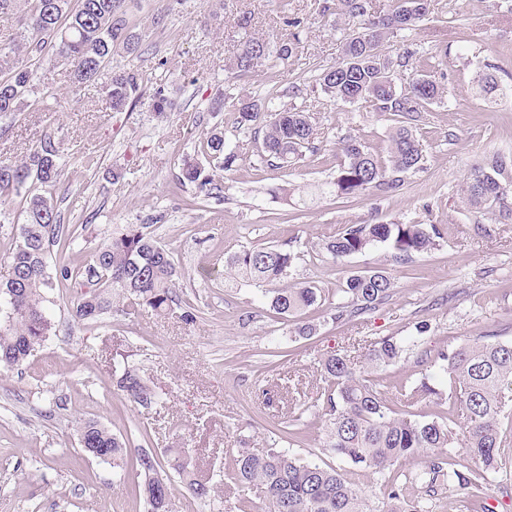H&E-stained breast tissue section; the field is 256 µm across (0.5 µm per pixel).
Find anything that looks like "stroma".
<instances>
[{"instance_id":"obj_1","label":"stroma","mask_w":512,"mask_h":512,"mask_svg":"<svg viewBox=\"0 0 512 512\" xmlns=\"http://www.w3.org/2000/svg\"><path fill=\"white\" fill-rule=\"evenodd\" d=\"M323 3L125 0L141 52L113 61L140 72L136 105L113 111L105 79L71 87L67 66L51 60L38 75L52 98L0 116V158H24L44 134L55 136L65 166L52 198L63 223L76 227L68 251L73 264H84L125 225H149L182 274L183 305L199 312L191 326L180 308L161 317L115 312L88 326L71 315L74 289L62 285L49 294L44 307L54 334L22 367L0 376V512H146L135 466L115 469L79 448L77 425L89 418L157 454L188 448L213 487L199 500L172 480L175 512H239L243 503L266 512L259 492L229 476L239 449L260 450L279 439L300 391L308 429L291 453L336 467L381 500L377 476L323 452L309 426L320 359L334 353L362 359L370 342L412 335L417 322L428 321L425 344L381 373L389 404L400 409L421 378L447 390L432 364L438 351L488 332L512 340V223L496 225L490 237L478 234L486 216L459 199L471 165L512 153V0H433L425 20L386 44L389 55L414 50L418 66L442 77L447 95L418 131L426 170L407 175L395 192L356 198L315 189L334 176L344 137L379 148L392 123L364 104L330 101L317 85L348 31L323 15ZM243 14L253 33L273 41L288 37L290 20H299L296 55L246 76L226 73L224 61L243 36L237 26ZM485 62L499 67L506 89L495 112L485 111L473 88ZM159 88L170 100L161 114L152 107ZM245 94L272 109L311 113L319 152L292 166L268 167L258 141L233 121ZM215 129L237 157L231 169L215 173L223 186L219 200L178 183L183 164L201 159V145ZM396 221L436 225L439 247L405 261L385 245L341 261L319 248L345 225ZM287 243L301 254L288 284L313 282L330 292L306 315L318 328L307 339L292 336V321L270 309L262 288L224 285L228 254ZM374 267L393 277V297L336 321L348 274ZM127 365L159 393L157 407L143 409L118 390Z\"/></svg>"}]
</instances>
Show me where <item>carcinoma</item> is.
I'll use <instances>...</instances> for the list:
<instances>
[{
    "label": "carcinoma",
    "mask_w": 512,
    "mask_h": 512,
    "mask_svg": "<svg viewBox=\"0 0 512 512\" xmlns=\"http://www.w3.org/2000/svg\"><path fill=\"white\" fill-rule=\"evenodd\" d=\"M123 4L124 0H0V14L19 8L24 14L23 29L0 39V114L21 111L38 94V70L49 54L70 65L75 87L107 76L112 109L121 111L138 102L140 74L112 65L114 52L133 56L141 47ZM431 7L432 0H392L387 12L375 15L368 0H336V15L348 21L350 32L339 60L318 75L321 91L336 102L366 103L390 116L394 126L384 156L356 137L344 138V159L335 176L321 185L322 193L351 198L394 191L406 174L424 169L417 125L430 106L443 103L445 87L434 74L413 66L415 52L406 49L392 58L383 56L382 48L425 19ZM299 44L296 32L279 41L247 34L225 70L237 76L253 73L271 56L292 58ZM408 70L413 71L412 78L398 84L393 73ZM474 83L486 104L501 99L497 66L478 67ZM234 112L239 127L262 133L261 151L270 167L295 164L306 153L320 150L308 112L288 107L271 111L248 97L238 100ZM204 154L209 165L221 170L230 169L236 160L235 154L225 153L224 136L217 131L206 138ZM62 167V155L50 134L23 159H0V224L8 223L6 209L11 203L19 199L24 204V224L9 248L7 277L0 280V296L6 299L0 322V366L7 369L22 366L50 336L53 324L43 303L64 282L80 288L72 313L83 323H96L114 308L125 315L149 309L165 316L179 302L180 272L169 249L143 224L127 225L79 268L64 256L49 266V246H69L72 232L61 223L52 198L34 189L56 187ZM187 183L211 197L221 196L222 184L198 162L184 164L179 184ZM460 195L467 209L490 215L500 224L512 222V155L496 154L473 165ZM439 238L436 227L413 222L347 224L322 240L321 249L341 260L389 244L397 258L408 259L436 249ZM298 258V253L281 247H244L225 258L229 278L224 283L245 280L267 287L270 307L294 322V335L313 336L317 328L304 315L327 300L325 289L314 283L275 287L288 277ZM394 288L385 270L352 273L341 289L350 299V310L337 306L334 319L343 321L375 309L392 296ZM429 330L430 325L422 322L411 336L371 343L365 355L368 367L378 371L396 362L403 352L418 347ZM438 359L448 380V397L424 380L411 392V399L439 407L429 419L390 408L380 380L358 370L349 356L331 354L319 361L323 386L316 391L315 402L322 412L314 415V423L322 430V450L361 472L380 475L385 504H375L335 468L304 461L284 448L271 447L261 454L241 449L234 480L260 489L268 512H429V502L440 486L461 492L469 512H488L492 476L506 468L505 449L512 446L502 428L503 420L512 419V342L486 334L448 346ZM116 384L145 409L160 403L159 395L133 367H125ZM77 435L88 455L114 468L123 466L129 440L94 419L81 421ZM418 455L425 457L423 470L402 469L406 460ZM457 455L471 465L456 468ZM136 466L147 512H174L168 469L194 497L203 500L210 494L211 477L183 448H167L162 457L140 448Z\"/></svg>",
    "instance_id": "carcinoma-1"
}]
</instances>
